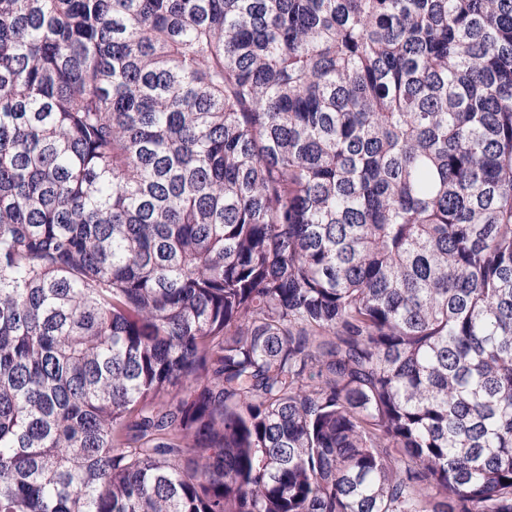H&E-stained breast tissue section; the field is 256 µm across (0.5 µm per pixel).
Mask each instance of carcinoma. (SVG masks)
I'll use <instances>...</instances> for the list:
<instances>
[{"instance_id": "1", "label": "carcinoma", "mask_w": 512, "mask_h": 512, "mask_svg": "<svg viewBox=\"0 0 512 512\" xmlns=\"http://www.w3.org/2000/svg\"><path fill=\"white\" fill-rule=\"evenodd\" d=\"M0 512H512V0H0Z\"/></svg>"}]
</instances>
